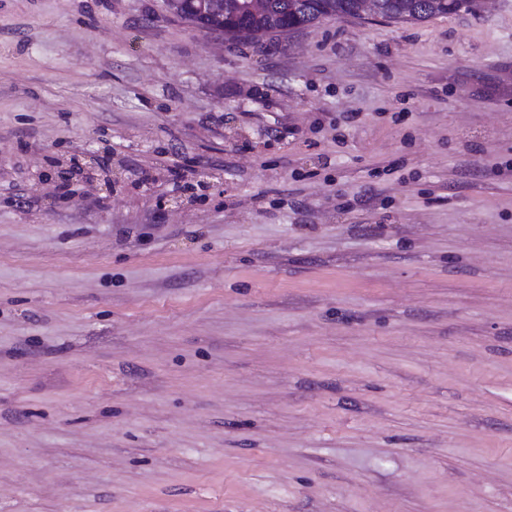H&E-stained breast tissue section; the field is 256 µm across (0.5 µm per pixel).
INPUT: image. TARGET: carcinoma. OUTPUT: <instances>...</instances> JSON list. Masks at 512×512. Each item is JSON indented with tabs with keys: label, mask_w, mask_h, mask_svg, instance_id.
I'll use <instances>...</instances> for the list:
<instances>
[{
	"label": "carcinoma",
	"mask_w": 512,
	"mask_h": 512,
	"mask_svg": "<svg viewBox=\"0 0 512 512\" xmlns=\"http://www.w3.org/2000/svg\"><path fill=\"white\" fill-rule=\"evenodd\" d=\"M168 0L181 19L208 31H220L227 41L247 28L253 40L290 34L326 20L362 18V0ZM478 11V0H374L377 16L395 23H422Z\"/></svg>",
	"instance_id": "cac0c4a2"
}]
</instances>
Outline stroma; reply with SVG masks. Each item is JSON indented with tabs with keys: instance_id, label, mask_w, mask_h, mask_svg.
Wrapping results in <instances>:
<instances>
[{
	"instance_id": "35a3bbf8",
	"label": "stroma",
	"mask_w": 512,
	"mask_h": 512,
	"mask_svg": "<svg viewBox=\"0 0 512 512\" xmlns=\"http://www.w3.org/2000/svg\"><path fill=\"white\" fill-rule=\"evenodd\" d=\"M0 512H512V0H0ZM168 0L169 8L181 19L208 31H221L224 40L238 39L236 31L247 28L253 40L290 34L326 20L362 19V0ZM193 26V27H194ZM479 0H374L377 16L395 23H422L478 11Z\"/></svg>"
}]
</instances>
